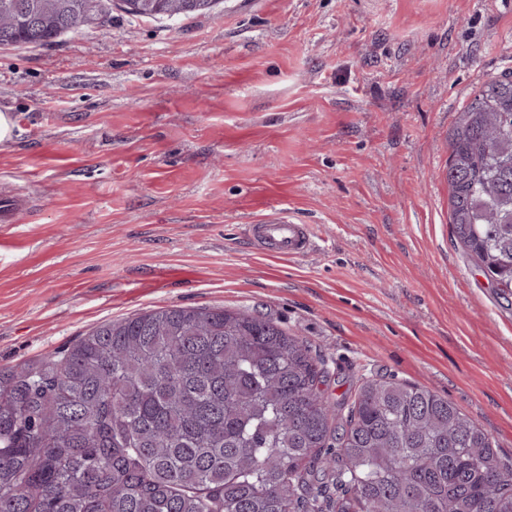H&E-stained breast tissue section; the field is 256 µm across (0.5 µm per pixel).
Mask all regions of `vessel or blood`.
<instances>
[{
    "instance_id": "b4317fda",
    "label": "vessel or blood",
    "mask_w": 512,
    "mask_h": 512,
    "mask_svg": "<svg viewBox=\"0 0 512 512\" xmlns=\"http://www.w3.org/2000/svg\"><path fill=\"white\" fill-rule=\"evenodd\" d=\"M248 231L259 253L266 256L298 258L314 249L311 227L295 223L282 212L249 225Z\"/></svg>"
}]
</instances>
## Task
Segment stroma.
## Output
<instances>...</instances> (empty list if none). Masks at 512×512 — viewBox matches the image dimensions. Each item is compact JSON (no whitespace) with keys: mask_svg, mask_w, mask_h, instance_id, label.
I'll return each mask as SVG.
<instances>
[{"mask_svg":"<svg viewBox=\"0 0 512 512\" xmlns=\"http://www.w3.org/2000/svg\"><path fill=\"white\" fill-rule=\"evenodd\" d=\"M0 46V368L158 307L306 340L327 395L393 376L512 457V306L454 239L449 132L512 69V0H213ZM277 211L316 250L258 253Z\"/></svg>","mask_w":512,"mask_h":512,"instance_id":"35a3bbf8","label":"stroma"}]
</instances>
